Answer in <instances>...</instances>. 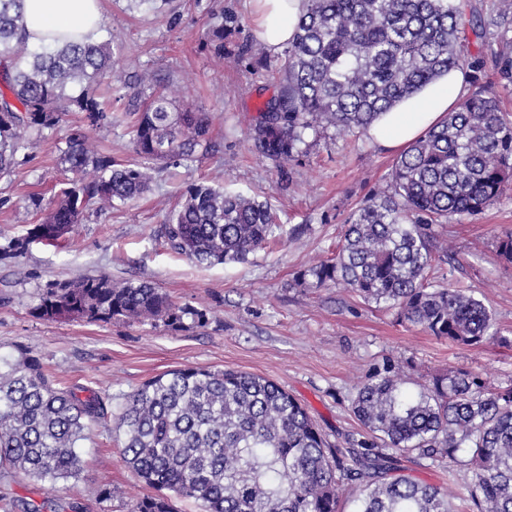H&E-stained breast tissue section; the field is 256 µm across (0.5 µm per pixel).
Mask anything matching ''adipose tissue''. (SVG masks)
I'll return each instance as SVG.
<instances>
[{
  "label": "adipose tissue",
  "mask_w": 512,
  "mask_h": 512,
  "mask_svg": "<svg viewBox=\"0 0 512 512\" xmlns=\"http://www.w3.org/2000/svg\"><path fill=\"white\" fill-rule=\"evenodd\" d=\"M257 39L271 53L292 41L308 0H247ZM25 43L55 39H97L103 25L100 0H25ZM470 84L468 72L454 69L384 112L370 129L380 146L400 151L458 109Z\"/></svg>",
  "instance_id": "obj_1"
}]
</instances>
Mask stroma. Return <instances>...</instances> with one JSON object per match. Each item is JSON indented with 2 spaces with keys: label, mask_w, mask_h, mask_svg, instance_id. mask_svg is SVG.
<instances>
[{
  "label": "stroma",
  "mask_w": 512,
  "mask_h": 512,
  "mask_svg": "<svg viewBox=\"0 0 512 512\" xmlns=\"http://www.w3.org/2000/svg\"><path fill=\"white\" fill-rule=\"evenodd\" d=\"M112 31L115 69L123 84L110 120L88 134L117 161L130 160L127 98L137 91L134 75L147 72L163 85L178 84V109L207 113L215 155L193 162L158 164L150 190L135 202L90 217L58 245H30L15 261H0V355L26 351L39 358L60 388L109 393L113 410L147 380L186 367L233 369L273 380L304 405L327 440L344 447L362 438L352 412L358 385L390 364L400 367L403 387L417 393L428 375L455 369L485 382H512V263L500 257V238L512 233V189L476 215L435 225L447 240L452 263L441 264L435 281L475 291L489 307L500 336L478 346L457 345L421 327L399 322L395 310L367 303L342 287L317 288L303 272L330 256L349 216L386 190L395 151L365 137L333 130L306 132V153L280 176L251 150L249 131L259 104L274 93L267 71L254 67L259 48L245 0H155L131 10L127 0H103ZM238 16L224 31V54L201 43L211 18ZM512 54L485 55L481 83L512 114ZM68 112L55 133L36 140L27 165L0 178V243L25 236L41 212L31 196L51 201L67 174L61 162L64 137L83 124ZM269 200L282 210V238L250 255L248 262L196 266L172 251L164 222L185 189L198 181ZM105 275L116 282L148 280L178 304L202 311L204 322L185 319L174 330L164 323L47 321L36 314L52 282ZM115 424L95 426L81 450L75 479L51 484L0 467V496L27 504L51 501L55 512H130L153 495L122 456ZM406 476L421 484L451 486L454 512H468L467 467L416 454L398 458ZM112 483L101 491L102 478Z\"/></svg>",
  "instance_id": "35a3bbf8"
}]
</instances>
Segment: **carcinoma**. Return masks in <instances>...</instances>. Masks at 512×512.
<instances>
[{
	"instance_id": "obj_1",
	"label": "carcinoma",
	"mask_w": 512,
	"mask_h": 512,
	"mask_svg": "<svg viewBox=\"0 0 512 512\" xmlns=\"http://www.w3.org/2000/svg\"><path fill=\"white\" fill-rule=\"evenodd\" d=\"M226 22L239 20L225 17L206 40L218 56ZM511 23L512 0L489 17L471 0H309L284 49L277 91L259 107L251 149L286 175L309 130L367 137L381 112L449 70L479 69L489 30ZM23 24L24 0H0L1 178L29 161L31 135L55 131L64 113L83 112L93 126L106 120L112 97L100 89L119 81L112 38L30 50ZM137 83L130 140L139 161L116 162L83 126L70 128L61 160L73 177L39 223L0 246V260L135 201L150 189L147 164L215 151L206 113L177 112L171 96L146 93V73ZM89 169L91 180L82 177ZM511 187L512 120L475 80L459 109L400 155L388 189L351 214L336 254L302 277L393 308L439 339L479 345L492 313L475 293L431 280L448 260L432 226L481 212ZM281 232L268 201L200 183L165 224L171 249L205 266L242 262ZM36 312L49 321H161L175 330L187 315L205 317L148 281L106 276L49 285ZM352 410L371 442L334 448L270 379L193 367L159 374L127 397L117 428L128 468L168 494L140 498L131 512H173L172 495L202 512H338L345 485L357 488L356 512H452L448 491L398 473L393 450L469 467L474 512H512V383L489 387L455 370L412 397L389 366L358 388ZM111 419L105 397L56 387L36 357H0L1 466L51 483L73 478L80 442Z\"/></svg>"
}]
</instances>
